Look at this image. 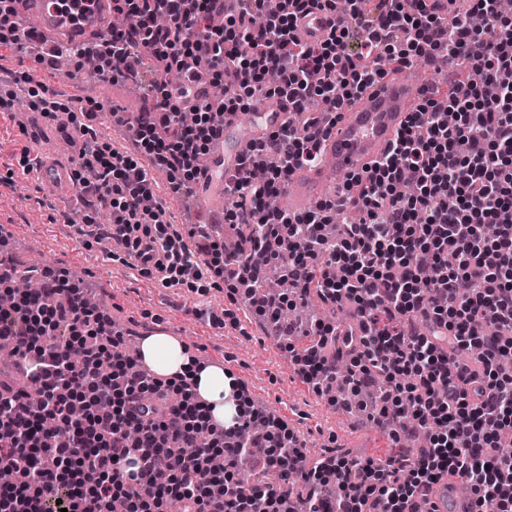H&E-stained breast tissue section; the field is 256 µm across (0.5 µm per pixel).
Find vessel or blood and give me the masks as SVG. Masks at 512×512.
Instances as JSON below:
<instances>
[{"instance_id":"obj_1","label":"vessel or blood","mask_w":512,"mask_h":512,"mask_svg":"<svg viewBox=\"0 0 512 512\" xmlns=\"http://www.w3.org/2000/svg\"><path fill=\"white\" fill-rule=\"evenodd\" d=\"M16 16L34 17L43 30L62 43H79L107 28L112 22V0H86L80 13H72L70 0H11ZM329 17L315 10L298 21L299 36L309 42L321 39L329 29ZM428 88L414 79H385L367 90L358 106L343 112L329 126L321 140V151L330 167H302L290 176L283 193L292 212L307 210L311 203L323 200L353 173L362 172L390 149L397 131L409 115L416 112ZM259 121L247 127L240 114L224 115L207 164L208 173L197 186L202 197L224 194V173L234 169L245 157L250 145L288 121V103L281 98L263 100L256 106ZM36 171L43 185L51 189L73 184L70 166L42 162ZM469 498L459 475L443 476L427 497V512H468Z\"/></svg>"}]
</instances>
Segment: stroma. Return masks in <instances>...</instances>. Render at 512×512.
<instances>
[{"mask_svg":"<svg viewBox=\"0 0 512 512\" xmlns=\"http://www.w3.org/2000/svg\"><path fill=\"white\" fill-rule=\"evenodd\" d=\"M36 66L30 50L0 55V94L16 95L12 109L0 112V231L12 243L0 260L21 271H65L83 292L95 295L99 309L125 338L137 341L165 332L184 342L200 361L224 367L242 382L254 408L287 426L315 458H381L403 452L405 444L392 437L391 426L354 421L335 399L316 395L303 381L291 351L304 349L305 339L290 345L267 336L261 322L242 323L244 305L232 302L225 288H168L141 274L126 250L102 238L110 222L107 210L84 211L68 194L45 188L35 171L21 167L22 158H34L37 144L19 129L23 112L30 109L19 78ZM41 76L57 101L72 111L100 104L94 120L98 136L137 155L156 192L168 199L174 225L205 222L199 202L170 201L168 170L140 152L128 127L112 121L113 109L144 106L137 84L101 80L71 59Z\"/></svg>","mask_w":512,"mask_h":512,"instance_id":"stroma-1","label":"stroma"}]
</instances>
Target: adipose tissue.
<instances>
[{
	"label": "adipose tissue",
	"instance_id": "1",
	"mask_svg": "<svg viewBox=\"0 0 512 512\" xmlns=\"http://www.w3.org/2000/svg\"><path fill=\"white\" fill-rule=\"evenodd\" d=\"M138 356L155 376L191 374L197 395L209 407L212 423L232 425L237 414L235 379L223 367L194 364L189 348L167 333L145 336L138 345Z\"/></svg>",
	"mask_w": 512,
	"mask_h": 512
}]
</instances>
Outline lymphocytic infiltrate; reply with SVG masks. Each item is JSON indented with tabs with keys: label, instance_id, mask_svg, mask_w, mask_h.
Listing matches in <instances>:
<instances>
[{
	"label": "lymphocytic infiltrate",
	"instance_id": "1",
	"mask_svg": "<svg viewBox=\"0 0 512 512\" xmlns=\"http://www.w3.org/2000/svg\"><path fill=\"white\" fill-rule=\"evenodd\" d=\"M218 0H112L126 27L80 46L100 76L117 81L161 62L177 82L152 80L151 103L118 115L140 148L171 173L170 189L196 191L218 120L250 112L261 99L288 102L289 123L264 137L253 158L225 178L224 222L241 247L224 249L203 225L177 229L137 158L91 138L79 154L84 208L108 209L104 236L123 245L141 273L165 286L215 276L244 295L255 317L280 323L283 309L310 297L352 305L358 326L315 320L302 325L314 342L295 354L316 393L335 382L357 395L384 388L375 411L426 433L412 457L327 459L299 474L302 451L286 431H264L273 484L238 495L239 441L256 410L217 427L191 378L161 380L141 369L113 338L111 322L63 277H45L43 294H15L0 269V340L31 363L41 394L0 390V468L15 480L0 491V512H152L178 500L182 512H417L418 500L444 474L460 473L480 512H512V15L498 0H471L447 21L438 0H237L220 15ZM318 9L340 22L314 43L297 33L299 16ZM456 57L496 88L463 77L409 116L385 158L345 183L355 193L357 224L336 221L328 199L295 214L266 207L297 167L322 159L319 115L336 114L391 69L419 57ZM206 63L222 97L189 99L188 64ZM282 268L288 294L261 293L268 265ZM333 355H325V347ZM220 449L223 470L210 465ZM309 486L292 500L297 478ZM336 481L337 497L317 495Z\"/></svg>",
	"mask_w": 512,
	"mask_h": 512
}]
</instances>
